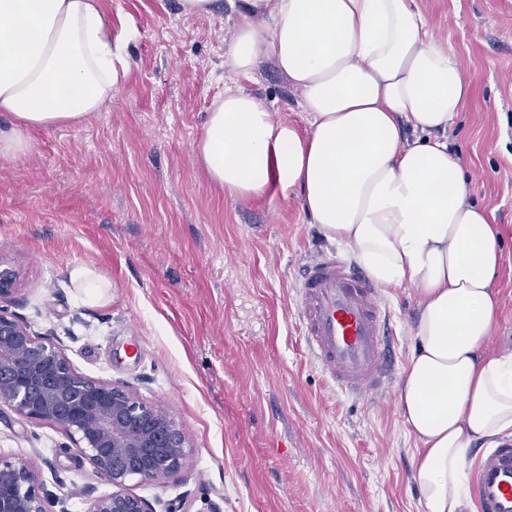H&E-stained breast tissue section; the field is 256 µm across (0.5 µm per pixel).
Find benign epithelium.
I'll list each match as a JSON object with an SVG mask.
<instances>
[{"mask_svg":"<svg viewBox=\"0 0 512 512\" xmlns=\"http://www.w3.org/2000/svg\"><path fill=\"white\" fill-rule=\"evenodd\" d=\"M15 283V271L0 257V402L64 432L109 481L112 492L93 498L88 512H158L128 482L161 483L180 470L183 432L128 387L77 374L59 347L33 336L3 306ZM40 477L34 459L0 456V512H48Z\"/></svg>","mask_w":512,"mask_h":512,"instance_id":"7a95c632","label":"benign epithelium"}]
</instances>
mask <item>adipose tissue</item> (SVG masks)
I'll list each match as a JSON object with an SVG mask.
<instances>
[{
    "instance_id": "adipose-tissue-1",
    "label": "adipose tissue",
    "mask_w": 512,
    "mask_h": 512,
    "mask_svg": "<svg viewBox=\"0 0 512 512\" xmlns=\"http://www.w3.org/2000/svg\"><path fill=\"white\" fill-rule=\"evenodd\" d=\"M242 3L265 22L236 30L225 68L249 75L272 59L310 129L229 89L194 144L198 163L235 199L297 194L381 288H412L415 343L397 401L418 444L420 504L468 512L469 454L512 432V356L487 345L501 234L470 201L446 136L469 76L416 0ZM128 71L97 0H0V157L27 153L32 130L82 124Z\"/></svg>"
}]
</instances>
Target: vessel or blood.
I'll use <instances>...</instances> for the list:
<instances>
[{
  "instance_id": "obj_1",
  "label": "vessel or blood",
  "mask_w": 512,
  "mask_h": 512,
  "mask_svg": "<svg viewBox=\"0 0 512 512\" xmlns=\"http://www.w3.org/2000/svg\"><path fill=\"white\" fill-rule=\"evenodd\" d=\"M296 321L334 389L381 392L396 366L389 318L370 275L331 244H317L296 288ZM478 512H512V438L479 451L471 467Z\"/></svg>"
}]
</instances>
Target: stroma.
<instances>
[{"mask_svg": "<svg viewBox=\"0 0 512 512\" xmlns=\"http://www.w3.org/2000/svg\"><path fill=\"white\" fill-rule=\"evenodd\" d=\"M99 6L130 61L126 79L83 124L35 131L27 154L0 158V258L17 273L10 311L76 373L126 385L176 420L189 441L184 466L161 483H129L148 501L187 512H421L395 384L371 399L334 390L295 323L319 225L294 194L228 197L193 156L229 88L309 129L271 61L248 76L225 70L250 15L231 0L194 16L180 0ZM416 6L472 83L448 145L501 233L490 345L512 355V0ZM78 264L109 282L102 301L71 282ZM384 299L401 372L418 304L407 288ZM0 455L38 462L49 512H88L112 490L72 439L4 403Z\"/></svg>", "mask_w": 512, "mask_h": 512, "instance_id": "stroma-1", "label": "stroma"}]
</instances>
